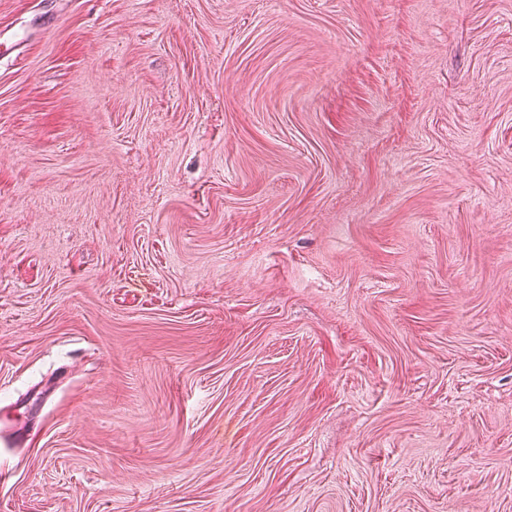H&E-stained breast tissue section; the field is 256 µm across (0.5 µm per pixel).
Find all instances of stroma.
Instances as JSON below:
<instances>
[{
  "label": "stroma",
  "instance_id": "1",
  "mask_svg": "<svg viewBox=\"0 0 512 512\" xmlns=\"http://www.w3.org/2000/svg\"><path fill=\"white\" fill-rule=\"evenodd\" d=\"M0 512H512V0H0Z\"/></svg>",
  "mask_w": 512,
  "mask_h": 512
}]
</instances>
